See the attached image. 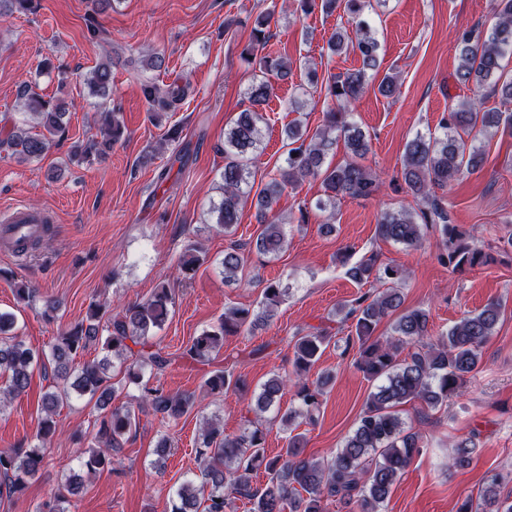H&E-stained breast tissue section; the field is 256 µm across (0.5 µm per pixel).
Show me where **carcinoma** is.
I'll list each match as a JSON object with an SVG mask.
<instances>
[{"mask_svg": "<svg viewBox=\"0 0 512 512\" xmlns=\"http://www.w3.org/2000/svg\"><path fill=\"white\" fill-rule=\"evenodd\" d=\"M297 9L308 15L317 10L331 14L342 8L351 22L352 31L338 28L327 41L331 55L350 50L362 58V68L333 75L326 81V97L332 105L324 112V123L311 133L293 123L285 128L288 146L285 165L277 175L263 182L251 180L250 163L261 142L262 109L273 94L270 78L286 80L292 62L285 56L257 51L266 48L271 14L257 17L252 40L244 49L247 61H257L262 73L246 92L248 108L239 112L224 135V196L213 210L216 223L230 234L239 223L240 213L249 199H254L261 224L255 239V250L267 257L278 256L288 247L283 219L274 212L283 191L296 188L308 179H318L324 188L319 210L335 217L336 201L349 197L367 199L380 191L381 183L372 170L357 162L370 150L366 136L350 121V106L364 93L368 72L379 67L380 44L364 15L371 0H296ZM495 22L485 30L476 26L459 37L457 77L475 82L477 88L500 95L503 109L484 110L472 99L448 107V116L440 122L442 135L418 134L405 147L402 179L417 207H403L381 214L376 224L377 235L385 240L413 248L420 242L422 227L432 228L442 240L441 263L454 271L483 265L492 256L476 245L466 232L451 222L448 209L437 190L465 172L472 173L482 162L481 146L476 144L490 129L503 128L512 134V75L505 72L502 60L512 56V0H492ZM36 0H0V13H27L35 10ZM112 71L102 63L90 72L87 85L93 94L105 98L110 92ZM187 81L162 89L145 82L142 93L155 116L177 108L190 93ZM17 96L23 100L27 114L36 120L37 128L14 124L0 127V149L20 162L44 157L64 131L66 115L62 105L43 99L37 87L25 84ZM125 136V127L117 114L107 112L98 136L72 147L71 161L84 163L101 159ZM343 139L348 158L341 164L326 162L337 139ZM201 250L194 241L184 244L180 255L183 274L192 277L203 264ZM346 266V275L363 286L388 282L391 287L375 295L365 293L336 307L338 323L352 322L354 335L346 344L357 346L356 368L364 378L375 382L356 428L341 448L320 460L304 455L306 437L289 434L287 446L275 457L264 448V431L254 425L239 435L224 433L219 423L208 420L197 448L198 478L180 485L169 499V512H227L235 501L246 499L252 512H326L333 502L349 506L356 512H383L392 489L415 456L424 448L422 433L406 426L397 408L417 402L429 409H439L460 394L480 366L482 348L494 334L502 315L498 301L487 303L478 312H469L448 331L434 337L429 314L422 308L403 307V293L397 284L405 271L398 266L377 263V258H363L348 264L347 252L337 255ZM224 281L239 280L243 268L241 249L224 251ZM263 299L255 309L228 306L216 323L191 340L186 355L209 364L224 348V338L240 336L270 322L277 307L285 300L288 289L279 281L263 288ZM172 303L171 290L162 286L145 301L133 303L112 314L100 304L89 307L85 321L56 337L49 353L39 355L26 347L14 334L17 317L0 312V373L6 376L3 398H15L27 391L34 369L51 376V389L42 397L36 438L45 443L56 431L54 416L61 404L75 393L95 400L100 416L92 434L93 446L80 455L79 471L68 477L63 490L38 504L35 512H67L68 497L83 488V473L95 474L114 470L122 464L120 455L127 435L137 430L138 416L128 406H114L117 388L113 379L114 359H132L120 379L122 388L138 391V399L151 413L168 424H177L196 407L192 392L172 394L161 385L144 379L149 368L158 373L172 362L171 354L150 342L152 333L165 324ZM392 318L391 334L382 340L375 336L380 322ZM327 329L316 328L296 337L292 370L276 372L260 387L254 413L259 415L279 403L288 386L295 388L298 408L280 416L283 426L302 417L308 424L318 421L322 397L331 384L329 375L313 381L308 374L331 344ZM98 345L101 358L85 362L74 372L71 364L89 346ZM405 357H400L403 349ZM213 395L229 389L244 390L246 378L230 370L216 369L204 379ZM476 448V436L458 439L451 457L455 467L470 463ZM44 449L18 446L0 451V497L11 499L23 492L29 480L39 472ZM268 476L265 487L254 486L259 469ZM508 477L492 476L478 493L465 497L457 512H512V501L501 496Z\"/></svg>", "mask_w": 512, "mask_h": 512, "instance_id": "cac0c4a2", "label": "carcinoma"}]
</instances>
